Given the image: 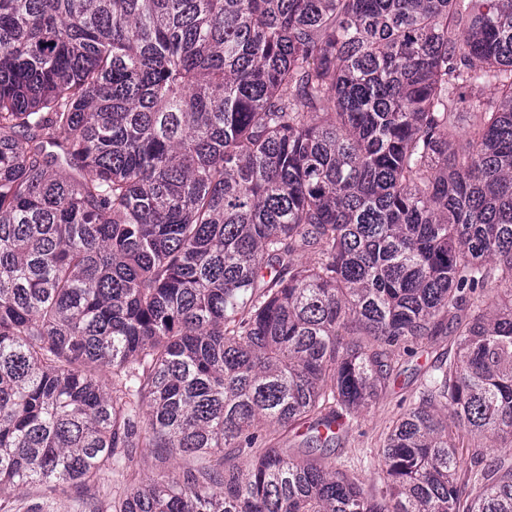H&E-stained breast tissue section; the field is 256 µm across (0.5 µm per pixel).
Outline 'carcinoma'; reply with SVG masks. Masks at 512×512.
Returning <instances> with one entry per match:
<instances>
[{
  "mask_svg": "<svg viewBox=\"0 0 512 512\" xmlns=\"http://www.w3.org/2000/svg\"><path fill=\"white\" fill-rule=\"evenodd\" d=\"M450 328L369 494L322 450ZM464 435L512 444V0H0V501L159 448L211 464L93 512H512ZM480 113L463 109L455 113L448 123V139L461 145L465 143L470 130L479 122Z\"/></svg>",
  "mask_w": 512,
  "mask_h": 512,
  "instance_id": "obj_1",
  "label": "carcinoma"
}]
</instances>
